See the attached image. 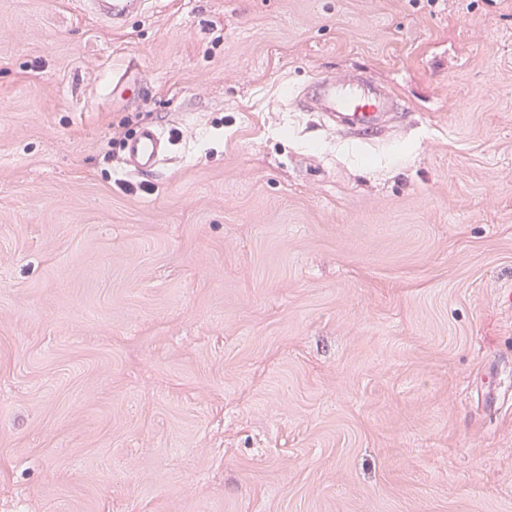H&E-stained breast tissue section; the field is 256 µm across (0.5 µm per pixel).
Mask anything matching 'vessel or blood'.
<instances>
[{
    "label": "vessel or blood",
    "instance_id": "b4317fda",
    "mask_svg": "<svg viewBox=\"0 0 512 512\" xmlns=\"http://www.w3.org/2000/svg\"><path fill=\"white\" fill-rule=\"evenodd\" d=\"M148 0H87L88 8L100 19L121 27L131 13L145 10ZM303 111L316 112L326 126L337 133L370 140L390 127L402 124L406 108L389 93L371 82L345 83L333 73L317 75L311 89L301 91L295 100ZM171 140L158 126L146 124L123 145L124 160L130 173L147 175L167 159Z\"/></svg>",
    "mask_w": 512,
    "mask_h": 512
}]
</instances>
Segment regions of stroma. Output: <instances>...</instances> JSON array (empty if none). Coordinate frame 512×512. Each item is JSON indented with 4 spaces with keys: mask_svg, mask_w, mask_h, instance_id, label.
I'll use <instances>...</instances> for the list:
<instances>
[{
    "mask_svg": "<svg viewBox=\"0 0 512 512\" xmlns=\"http://www.w3.org/2000/svg\"><path fill=\"white\" fill-rule=\"evenodd\" d=\"M509 283L512 0H0V512H512ZM88 8L100 19L112 25L121 27L128 16L137 11H144L148 0H87ZM295 103L305 112H319L325 126L337 133L362 140L382 136L390 127L402 124L405 112L413 110L372 82L347 84L334 73L317 75L311 89H302ZM170 149L171 140L165 132L156 125L146 124L125 140L124 160L130 173L152 174L167 159Z\"/></svg>",
    "mask_w": 512,
    "mask_h": 512,
    "instance_id": "1",
    "label": "stroma"
}]
</instances>
